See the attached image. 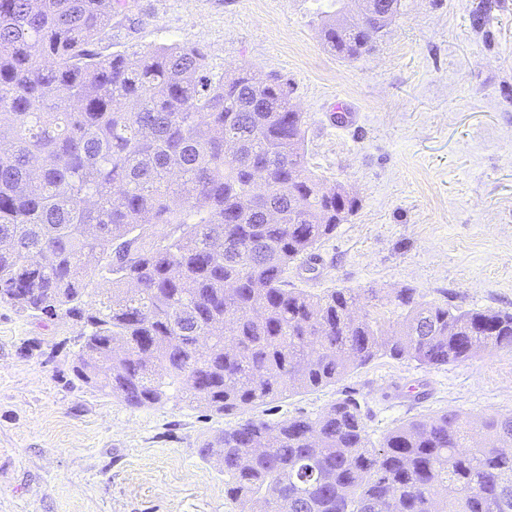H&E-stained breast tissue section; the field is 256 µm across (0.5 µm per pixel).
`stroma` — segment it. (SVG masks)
Here are the masks:
<instances>
[{
	"mask_svg": "<svg viewBox=\"0 0 512 512\" xmlns=\"http://www.w3.org/2000/svg\"><path fill=\"white\" fill-rule=\"evenodd\" d=\"M326 0H125L102 54L191 42L230 71L287 81L311 170L359 209L290 264L320 294L402 288L461 310L512 312V0H401L368 55L319 34ZM78 329L0 305V512H240L198 453L236 416L150 408L73 382ZM355 398L371 441L443 412L512 413V352L423 368L377 359L335 385L254 408L278 421Z\"/></svg>",
	"mask_w": 512,
	"mask_h": 512,
	"instance_id": "1",
	"label": "stroma"
}]
</instances>
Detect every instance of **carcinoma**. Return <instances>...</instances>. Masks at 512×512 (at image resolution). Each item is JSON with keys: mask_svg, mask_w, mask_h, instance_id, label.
<instances>
[{"mask_svg": "<svg viewBox=\"0 0 512 512\" xmlns=\"http://www.w3.org/2000/svg\"><path fill=\"white\" fill-rule=\"evenodd\" d=\"M121 0H0V304L81 327L73 379L133 408L217 416L333 385L387 356L512 351V313L422 303L385 331L359 289L288 287V265L359 200L308 167L288 83L232 79L189 42L103 56ZM354 61L368 35L320 21ZM201 457L267 512H512V414L443 413L372 442L359 405L246 418Z\"/></svg>", "mask_w": 512, "mask_h": 512, "instance_id": "1", "label": "carcinoma"}]
</instances>
